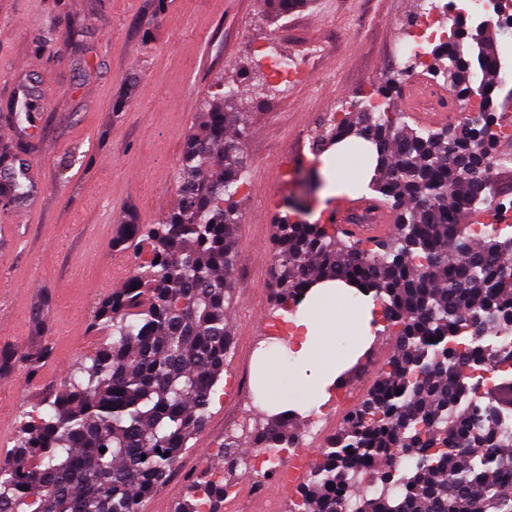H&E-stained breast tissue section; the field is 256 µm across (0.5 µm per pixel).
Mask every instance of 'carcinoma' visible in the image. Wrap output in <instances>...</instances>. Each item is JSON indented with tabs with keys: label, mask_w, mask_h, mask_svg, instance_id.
<instances>
[{
	"label": "carcinoma",
	"mask_w": 512,
	"mask_h": 512,
	"mask_svg": "<svg viewBox=\"0 0 512 512\" xmlns=\"http://www.w3.org/2000/svg\"><path fill=\"white\" fill-rule=\"evenodd\" d=\"M279 15L299 0H263ZM480 25L437 45L426 73L450 90L477 89L481 124L413 128L395 105L401 84L378 87L380 101L348 112L330 143L363 140L375 149L372 200L393 215L383 237L352 239L334 224H273L275 306L298 305L316 285L342 280L373 294L397 336L377 381L339 431L327 438L289 512H512V437L498 414L512 410V383L486 403L467 388L465 369L494 354L484 340L512 329V236L472 231L484 197L472 179L496 160L488 136L501 104L499 37ZM236 84L218 81L189 133L178 173V202L154 224L132 216L114 245L140 242L125 285L104 297L88 325L111 342L76 363L45 408L20 421L0 457V512H141L202 427L224 373L231 332L226 303L243 221L244 113ZM17 126L35 120L26 92L13 105ZM22 148L0 147V201L30 194ZM435 342H430V339ZM36 355L0 349V372H37ZM401 394H396L397 390ZM294 415L268 417L250 447L286 448ZM106 452H100L101 448ZM235 437L224 440L223 471L191 486L177 512H219L224 473L242 464ZM369 480V490L358 481Z\"/></svg>",
	"instance_id": "cac0c4a2"
}]
</instances>
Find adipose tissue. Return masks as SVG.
Returning a JSON list of instances; mask_svg holds the SVG:
<instances>
[{"mask_svg":"<svg viewBox=\"0 0 512 512\" xmlns=\"http://www.w3.org/2000/svg\"><path fill=\"white\" fill-rule=\"evenodd\" d=\"M336 153V168L326 175L329 197L346 192L351 180H369L375 165L373 151L365 147L342 144ZM379 315L372 297L353 301L351 288L343 282L317 286L312 304L294 319L289 372H281L273 360L262 368V381L272 401L286 409L318 408L327 387L371 334Z\"/></svg>","mask_w":512,"mask_h":512,"instance_id":"1","label":"adipose tissue"}]
</instances>
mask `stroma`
Instances as JSON below:
<instances>
[{"label":"stroma","mask_w":512,"mask_h":512,"mask_svg":"<svg viewBox=\"0 0 512 512\" xmlns=\"http://www.w3.org/2000/svg\"><path fill=\"white\" fill-rule=\"evenodd\" d=\"M419 11L418 0H306L282 18L261 0H0V143L24 144L44 186L39 201L0 206V279L18 292L0 298V348L51 349L34 379L21 368L0 375V455L12 449L22 413L109 343L107 331L92 336L87 326L115 288L114 269L134 264L133 250L112 247L116 226L130 215L152 224L175 207L185 138L220 74L249 92L243 151L251 188L235 233L224 373L256 368L268 351L287 356V336L268 339L277 201L298 200L296 216L309 223L319 208L334 207L309 188L304 172L316 158L303 136L323 113L374 101L402 26ZM264 47L299 63L303 78L270 80ZM257 79L269 86L260 96L250 92ZM27 87L43 111L21 129L9 106ZM229 402L216 387L205 425L143 512H175L192 481L218 466Z\"/></svg>","instance_id":"obj_1"}]
</instances>
